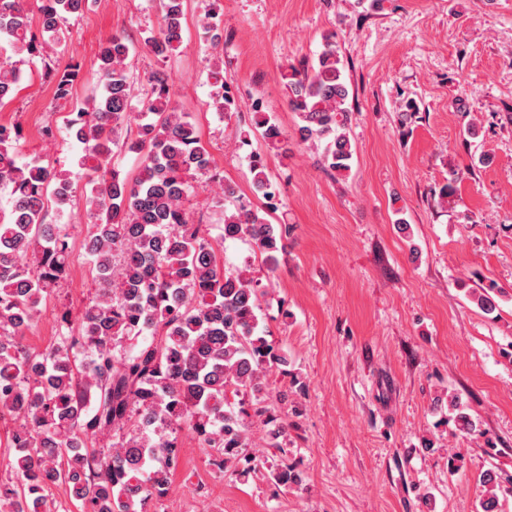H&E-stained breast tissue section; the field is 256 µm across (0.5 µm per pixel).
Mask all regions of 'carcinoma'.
<instances>
[{"mask_svg": "<svg viewBox=\"0 0 512 512\" xmlns=\"http://www.w3.org/2000/svg\"><path fill=\"white\" fill-rule=\"evenodd\" d=\"M84 0H41L42 39L58 40L62 23L81 12ZM184 0H163L157 33L145 39L157 57H168L183 40ZM16 56L37 52L25 0H0V44ZM126 38L112 36L98 52V82L90 100L75 103L66 128L81 146L90 176V231L82 249L97 271L98 287L75 325L67 322L55 343L41 351L24 343L23 331L38 317L66 273L72 256L68 227L46 222L49 203H70L62 172L41 160L19 161V129L0 123V184L10 188L0 207V420L11 426L0 446L12 477L0 481V512H58L47 492L64 485L79 512H145L163 497L181 455V435L214 449L222 470L246 478L267 466L269 480L285 489L300 485L299 471L244 454L245 418L267 420L272 393L267 372L288 364L259 332L258 282L246 270L224 268L223 243L248 240L275 266L285 250V224L267 215L278 209L276 190L261 156L251 159L253 186L264 199L252 209L235 204L224 187L221 241L207 225L191 222L185 208L189 178L210 170L212 158L198 127L178 109L163 73L151 76L143 111L131 112L134 77ZM218 109L233 112L235 98L220 67L211 70ZM288 107L303 143L323 147L322 164L350 169L346 133L349 95L333 35L324 38L317 63L284 74ZM21 71L0 60V108L21 83ZM138 122L134 174L111 168L118 130ZM253 124L267 145L279 149L282 132L256 109ZM494 286L474 296L484 312L496 309ZM247 396L250 406L229 401ZM459 430L476 424L456 398ZM481 512H501L497 477Z\"/></svg>", "mask_w": 512, "mask_h": 512, "instance_id": "1", "label": "carcinoma"}]
</instances>
